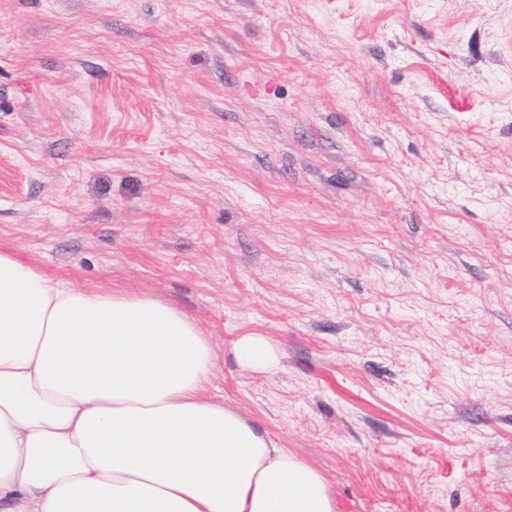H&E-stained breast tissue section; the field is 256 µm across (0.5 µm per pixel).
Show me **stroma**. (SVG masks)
Listing matches in <instances>:
<instances>
[{"label": "stroma", "instance_id": "obj_1", "mask_svg": "<svg viewBox=\"0 0 512 512\" xmlns=\"http://www.w3.org/2000/svg\"><path fill=\"white\" fill-rule=\"evenodd\" d=\"M0 249L191 317L335 512H512V0H0ZM235 354L239 362L248 366L269 367L276 363L274 351L258 336L240 338L235 344Z\"/></svg>", "mask_w": 512, "mask_h": 512}]
</instances>
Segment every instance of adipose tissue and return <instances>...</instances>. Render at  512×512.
<instances>
[{
	"label": "adipose tissue",
	"mask_w": 512,
	"mask_h": 512,
	"mask_svg": "<svg viewBox=\"0 0 512 512\" xmlns=\"http://www.w3.org/2000/svg\"><path fill=\"white\" fill-rule=\"evenodd\" d=\"M215 360L163 300L0 250V512H335L315 469L208 398Z\"/></svg>",
	"instance_id": "adipose-tissue-1"
}]
</instances>
